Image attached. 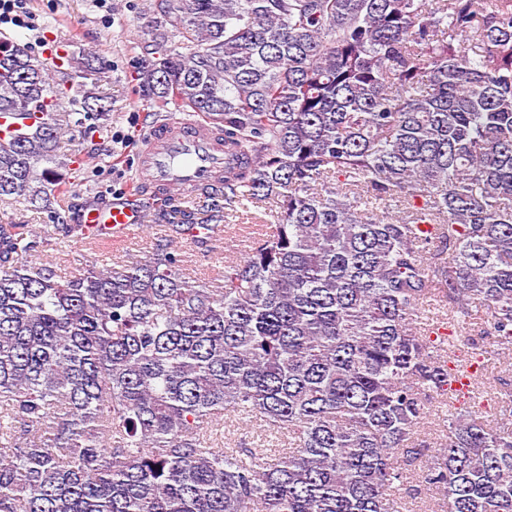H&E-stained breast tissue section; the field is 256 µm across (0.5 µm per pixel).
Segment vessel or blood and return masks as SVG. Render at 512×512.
I'll return each instance as SVG.
<instances>
[{
    "label": "vessel or blood",
    "instance_id": "obj_1",
    "mask_svg": "<svg viewBox=\"0 0 512 512\" xmlns=\"http://www.w3.org/2000/svg\"><path fill=\"white\" fill-rule=\"evenodd\" d=\"M224 170V141L208 121L191 113L161 116L147 126L137 151L135 181L145 201L85 208L76 237L117 244L147 234L144 213L162 193L178 187L191 191V205L206 204L209 194L223 192Z\"/></svg>",
    "mask_w": 512,
    "mask_h": 512
}]
</instances>
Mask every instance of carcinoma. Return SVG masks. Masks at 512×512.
<instances>
[{"label":"carcinoma","mask_w":512,"mask_h":512,"mask_svg":"<svg viewBox=\"0 0 512 512\" xmlns=\"http://www.w3.org/2000/svg\"><path fill=\"white\" fill-rule=\"evenodd\" d=\"M142 34L154 103L233 156L198 221L279 210L204 281L183 224L62 272L0 223V512H402L399 459L434 414L448 512H512V382L493 377L494 424L463 410L467 365L418 327L438 297L448 328L482 308L512 349V0H165ZM56 69L0 42V202L66 186L82 120L61 98L109 120L83 50ZM226 416L293 450L254 464L215 442Z\"/></svg>","instance_id":"carcinoma-1"}]
</instances>
